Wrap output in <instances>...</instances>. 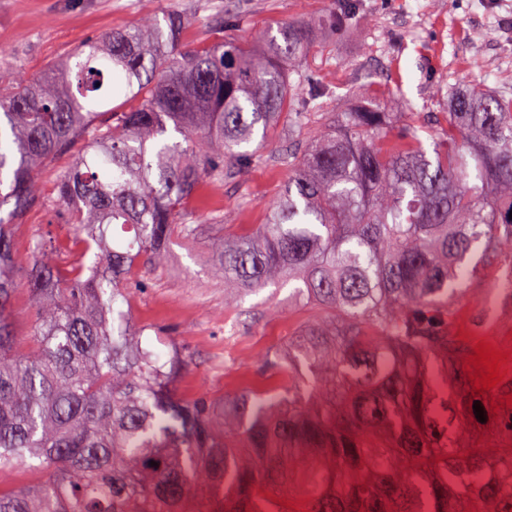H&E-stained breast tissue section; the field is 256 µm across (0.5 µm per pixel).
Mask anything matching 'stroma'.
Returning <instances> with one entry per match:
<instances>
[{
    "mask_svg": "<svg viewBox=\"0 0 512 512\" xmlns=\"http://www.w3.org/2000/svg\"><path fill=\"white\" fill-rule=\"evenodd\" d=\"M236 2L242 21L219 30L210 19L225 0H0V84L5 86L44 73L93 35L171 10L187 15L182 38L191 48L223 37L253 45L280 23L314 27L315 44L292 79L301 88L323 90L318 113L298 129L293 115L283 116L248 173L220 186L202 184L182 216L194 227L193 238L174 237L166 265L144 271L147 288L129 297L137 320L173 330L177 347L189 355L178 394L218 401L235 386L257 384L253 362L282 347L311 315L294 299L291 283L244 294L234 307L224 304L227 227L265 222L267 204L288 179L277 158L289 139H307L333 113L371 102L385 112L419 113L425 120L420 137L428 145L444 125L438 88L475 85L512 97V0H354L346 29L333 34L322 21L338 9L339 0ZM68 161L61 155L41 171V201L23 212L15 236L20 256H27L31 237L45 225H55L58 236L66 237L67 228L48 202ZM453 334L473 374L481 372L474 342L506 354V374L492 392L501 403L512 402V293L471 280L455 304Z\"/></svg>",
    "mask_w": 512,
    "mask_h": 512,
    "instance_id": "stroma-1",
    "label": "stroma"
}]
</instances>
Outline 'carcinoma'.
<instances>
[{
  "label": "carcinoma",
  "instance_id": "cac0c4a2",
  "mask_svg": "<svg viewBox=\"0 0 512 512\" xmlns=\"http://www.w3.org/2000/svg\"><path fill=\"white\" fill-rule=\"evenodd\" d=\"M185 25L144 18L0 86V477L20 459L38 475L0 485V512H268L284 485L297 494L274 512H512V408L461 365L451 306L471 279L512 290V99L448 88L431 151L414 113L375 104L289 146L265 223L224 240V277L242 294L299 281L318 315L254 362L265 384L222 407L179 398L189 356L143 345L131 286L193 235L180 217L202 182L244 173L255 137L286 112L308 123L323 96L290 80L307 24L197 49ZM115 85L133 106L106 108ZM77 141L56 184L68 243L37 235L21 258L36 174ZM12 319L16 334L21 339H25L31 333L34 320L25 291H20L15 297L12 307Z\"/></svg>",
  "mask_w": 512,
  "mask_h": 512
}]
</instances>
